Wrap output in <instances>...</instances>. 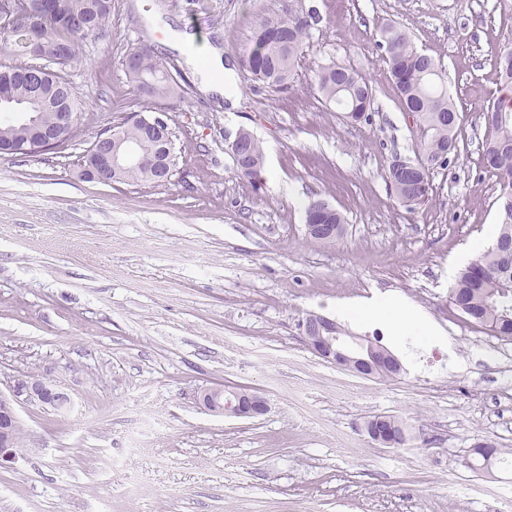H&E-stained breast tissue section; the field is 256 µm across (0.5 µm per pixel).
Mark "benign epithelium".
<instances>
[{
	"label": "benign epithelium",
	"mask_w": 512,
	"mask_h": 512,
	"mask_svg": "<svg viewBox=\"0 0 512 512\" xmlns=\"http://www.w3.org/2000/svg\"><path fill=\"white\" fill-rule=\"evenodd\" d=\"M82 118L72 116L70 112H59L56 127H36L37 138L18 148L13 143L0 142V157H11L19 153L32 155L53 149L59 144L56 130L67 129L73 137L81 133ZM110 140V134L100 135L92 142L91 149L101 153L100 173L105 174L119 166L148 165L154 159L146 154L119 147L103 148L99 141ZM334 320L322 315H308L302 322L303 331L311 335L310 348L321 358L363 377H370L383 364L400 366L399 361L382 347L379 342L368 336H361L349 330L337 334L322 335V331L331 327ZM202 405L210 412L233 418L251 419L266 414L269 406L264 397L256 392L229 390L213 387L204 391ZM21 404L50 407L57 412H65L70 405L69 396L44 378L20 372L12 377L6 390H0V465L15 461L14 427L18 421L17 406Z\"/></svg>",
	"instance_id": "obj_1"
}]
</instances>
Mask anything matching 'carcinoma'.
I'll return each instance as SVG.
<instances>
[{"instance_id":"1","label":"carcinoma","mask_w":512,"mask_h":512,"mask_svg":"<svg viewBox=\"0 0 512 512\" xmlns=\"http://www.w3.org/2000/svg\"><path fill=\"white\" fill-rule=\"evenodd\" d=\"M56 15L44 18L34 34L22 27H0V48L15 57V63L0 69V93L3 97L42 113V124L53 122L57 110L78 113L83 99L69 85L61 69L80 55V42L102 31L112 16V0H55ZM320 21L312 14H300L288 7L280 14L265 16L256 24L253 36L242 55L243 67L255 79L277 89L288 88L295 62L303 45L310 39L311 29ZM386 59L391 76L401 96L404 109L416 113L421 136L418 155L397 158L389 168L388 182L396 199L408 208L424 204L431 190L430 174L435 163L457 153L459 115L443 88V74L435 61L418 52L406 32L396 25L382 32ZM56 59L58 70L51 72L23 61ZM130 80L140 93L154 102L183 96L184 89L170 69L155 55L150 45L131 51L125 61ZM503 94L491 109L483 113L494 136L483 145V153L494 154V167L504 201H512V67L503 69ZM317 90L325 102L341 106L347 117L361 120L370 108L372 88L355 70L342 65H329L317 72ZM32 130L16 124H0L3 141H26ZM114 136L122 145H133L143 154L158 152L160 144L136 120L118 126ZM233 158L237 171L258 179L264 163L263 149L254 136L245 131ZM112 182L160 181L148 168L129 166L111 176ZM308 224L344 223V218L323 198L310 200L305 210ZM452 291L457 294L455 310L470 323L481 326L500 337L512 331V218L497 225L491 247L480 252L459 273ZM385 419L392 428L396 447L407 443L406 423L393 415H374L364 424L373 436L377 421Z\"/></svg>"}]
</instances>
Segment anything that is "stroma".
<instances>
[{
	"label": "stroma",
	"mask_w": 512,
	"mask_h": 512,
	"mask_svg": "<svg viewBox=\"0 0 512 512\" xmlns=\"http://www.w3.org/2000/svg\"><path fill=\"white\" fill-rule=\"evenodd\" d=\"M287 1L321 21L280 92L239 60L257 21ZM201 3L112 0L107 27L65 69L86 100L81 135L0 157V389L29 372L71 398L63 414L19 408L24 446L0 467V512H485L511 498L512 461H466L479 442L512 449V370L448 294L501 219L499 179L481 152L512 0ZM388 24L442 66L460 116L457 155L412 211L387 182L420 136L380 46ZM173 28L221 47L230 100L200 91L167 46ZM144 44L186 89L162 107L173 174L86 181L96 134L153 108L124 65ZM329 64L369 82L368 120L322 101L315 74ZM243 128L264 150L258 182L233 164ZM316 196L345 218L334 242L306 235ZM379 303L424 322L405 333L350 312ZM313 312L378 337L404 373L369 379L319 358L300 328ZM234 384L269 412L202 409L204 389ZM378 414L402 418L411 442L372 443L364 423Z\"/></svg>",
	"instance_id": "1"
}]
</instances>
